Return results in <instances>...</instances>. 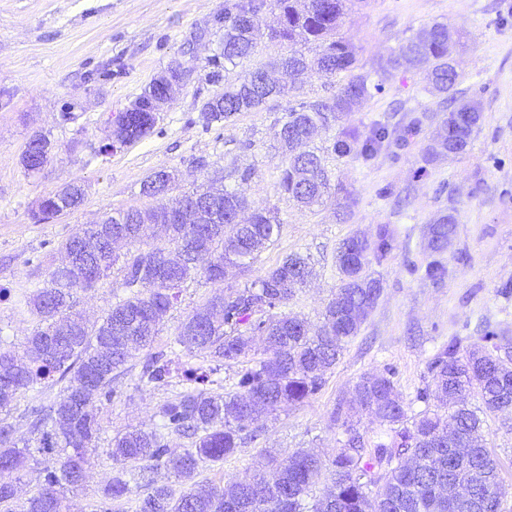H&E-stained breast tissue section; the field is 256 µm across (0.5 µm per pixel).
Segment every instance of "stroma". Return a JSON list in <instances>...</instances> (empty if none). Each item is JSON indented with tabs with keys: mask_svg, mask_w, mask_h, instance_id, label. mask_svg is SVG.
<instances>
[{
	"mask_svg": "<svg viewBox=\"0 0 512 512\" xmlns=\"http://www.w3.org/2000/svg\"><path fill=\"white\" fill-rule=\"evenodd\" d=\"M223 12L224 0H0V287L11 291L10 301L0 302V339L13 344L18 358H26L25 338L36 324L25 300L46 286L60 263L59 244L104 214L150 205L141 186L152 172L175 175L174 197L210 178L241 188L251 206L274 210L282 223L277 241L249 271L228 274L220 286L200 276L183 284L153 345L157 351L168 348L180 322L207 299L244 287L293 253L309 256L312 274L285 311L319 324L339 284V244L355 235L375 239L383 227L392 233V250L368 263L369 273L382 282L381 296L321 390L264 421L257 441L201 469L198 482L221 486L248 478L272 454L313 448L335 456L347 439L331 419L341 407L350 409L365 448H373L378 421L351 405L361 376L389 374L410 402L429 382L430 362L451 340L467 346L488 330L512 338V0H349L342 33L370 74L421 27L440 21L460 28L455 90L459 99L477 103L481 120L465 153L424 162L443 115L424 90L423 72H397L348 119L361 128L376 121L387 126L389 140L371 158L339 159L328 152L333 127L313 139L325 149L331 175L348 191L344 211L331 199L302 207L278 186L286 155L276 133L287 108L334 94L335 79L311 75L260 111L204 126L203 100L291 50L264 35L250 57L215 72L211 60L222 49ZM177 64L193 75L158 113L153 133L115 143L112 116ZM38 131L53 149L50 162L31 173L21 155ZM246 168L254 174L244 183L240 174ZM74 177L85 184L83 204L34 223L40 200ZM448 212L457 233L437 255L427 247L428 227ZM436 262L444 272L429 277L427 269ZM123 294L120 275L110 273L95 289L77 292L75 311L96 320ZM146 357L136 353L116 372L119 396L99 411L98 447L88 455L85 483L67 494L65 512H95L112 475V436L130 426L153 429L160 407L186 391L177 373L166 386H142ZM485 430L500 466L502 510L512 512V413L487 414Z\"/></svg>",
	"mask_w": 512,
	"mask_h": 512,
	"instance_id": "obj_1",
	"label": "stroma"
}]
</instances>
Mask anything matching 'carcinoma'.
Wrapping results in <instances>:
<instances>
[{"instance_id": "1", "label": "carcinoma", "mask_w": 512, "mask_h": 512, "mask_svg": "<svg viewBox=\"0 0 512 512\" xmlns=\"http://www.w3.org/2000/svg\"><path fill=\"white\" fill-rule=\"evenodd\" d=\"M266 10L275 15L271 39L313 51L310 57L296 51L281 57V68L297 77L312 72L343 76L335 94L287 108L278 133L288 151L279 187L289 197L305 206L324 203L329 176L322 156L309 149L314 132L344 122L370 90H381L402 69L431 65L425 91L438 98L437 111L448 113V136L433 143L428 153L461 154L469 146L481 115L475 103L455 105L459 75L451 55L460 38L458 29L444 22L419 29L381 59L374 84L359 68L355 46L339 35L347 0H307L301 11L295 0H232L224 4V44L213 65L234 66L251 55ZM264 74L262 68L251 70L225 86L222 94L205 100L200 109L204 125L257 112L278 95L274 84H261ZM180 77L179 66L170 67L132 102L134 111L119 116L118 126L144 127L151 134L160 102L168 101L165 88ZM388 136L381 123L367 132L344 126L332 151L339 157L367 159ZM48 144L43 135L29 141L21 158L27 170L37 172L50 160L42 153ZM161 175L158 171L146 177L144 195L168 193ZM84 195L82 183L73 179L42 199L33 218L41 222L75 210ZM205 197L217 201L214 215L222 232L214 236L204 224L175 219L180 210ZM247 205L237 189L199 188L159 207L107 214L60 244L67 257L87 252L90 271L80 278L61 264L50 272L49 285L29 297L37 320L26 337L31 362L18 361L12 349L0 344V512H63L66 494L85 482L87 455L101 433L98 410L118 396L112 386L114 372L133 352L152 346L182 285L198 274L222 284L229 267L248 271L260 249L280 235L277 216L266 208L254 210L250 224L234 223L236 209ZM156 224L166 225L162 243L154 240ZM455 232V217L440 215L428 228V248L445 251ZM118 242L135 250L121 258L114 252ZM391 249L392 238L384 228L375 241L358 236L343 241L336 253L340 285L315 328L280 312L309 274L308 258L300 254L188 315L177 328L175 342L184 354L200 356L208 365L184 370L186 381L195 387L161 406L158 427L128 428L112 437L108 454L120 469L104 487L95 512H112L113 503L132 493L131 483L145 480L154 466L164 465L184 484L194 482L205 465L235 454L245 440L256 437L259 422L283 405L301 404L320 391L325 374L381 295L380 280L366 271L368 257H384ZM113 268L122 278L125 296L92 323L68 316L73 294L93 288ZM256 334L265 336L267 357L242 368L232 390L224 394L202 388L224 364L247 358ZM482 340L486 344L463 351L451 342L436 354L429 364L431 380L416 396L424 408L412 417L390 377H360L354 385L357 402L386 427L367 456L360 437L352 435L331 460L300 450L284 458L271 455L269 471L225 487H190L177 495L167 485L154 486L140 499L137 512H462L458 487L477 491L479 503L468 512H501L500 468L487 448L482 415L512 408V340L493 334ZM173 363L163 351L151 354L139 382L167 385ZM55 375L64 383L55 401L29 410L34 442L18 443L1 414L11 411L19 395L40 391ZM471 393L481 401L475 409L465 402ZM172 434L192 438V447L172 454ZM325 470L333 489L317 497L313 488ZM27 474L34 475L36 489L17 511L15 484Z\"/></svg>"}]
</instances>
